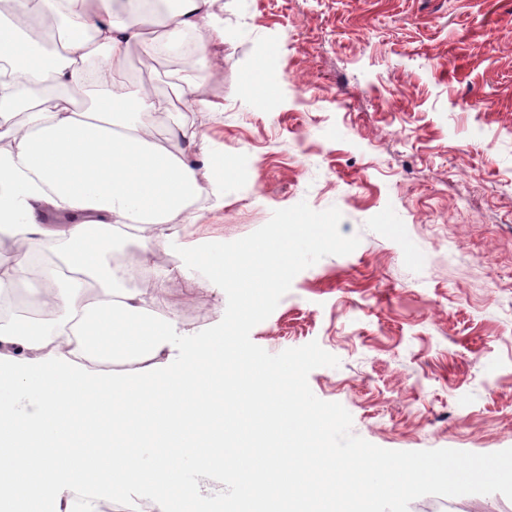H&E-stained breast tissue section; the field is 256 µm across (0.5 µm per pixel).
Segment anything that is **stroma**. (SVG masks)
Listing matches in <instances>:
<instances>
[{
	"label": "stroma",
	"instance_id": "35a3bbf8",
	"mask_svg": "<svg viewBox=\"0 0 512 512\" xmlns=\"http://www.w3.org/2000/svg\"><path fill=\"white\" fill-rule=\"evenodd\" d=\"M213 112L183 115L230 168L180 246L231 242L299 202L337 207L350 254L298 273L252 341H315L339 360L308 382L389 450L512 448V0H216ZM165 313L218 324L224 291L182 275ZM230 461L189 470L221 512ZM409 512H512L502 494L426 495Z\"/></svg>",
	"mask_w": 512,
	"mask_h": 512
}]
</instances>
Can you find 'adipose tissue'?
Masks as SVG:
<instances>
[{
    "label": "adipose tissue",
    "instance_id": "adipose-tissue-1",
    "mask_svg": "<svg viewBox=\"0 0 512 512\" xmlns=\"http://www.w3.org/2000/svg\"><path fill=\"white\" fill-rule=\"evenodd\" d=\"M159 13L146 0H0V234L12 261H0V366L11 371L16 408L0 409V507L29 512L60 502L76 485L150 483L156 496L194 501L195 483L174 484L186 463L220 459L223 406L200 402L196 389L229 377L228 397L245 389L261 399L251 413L248 447L259 471L235 470L252 499L271 498L277 512H309L312 502L345 512L363 491L336 494L338 464L323 429L296 404V377L255 369L244 353L200 344L199 357L159 374L144 364L178 337L161 316L155 287H126L107 261L128 228L152 225L139 262L153 246L192 223L190 206L204 185L223 184L224 159L206 167L192 157L195 136L176 116L212 112L202 87L213 73L208 45L190 33L211 18L214 0H167ZM59 30L61 50L35 36ZM180 60L160 95L127 83L130 52ZM173 114L171 145L154 137L158 114ZM97 458L92 471L73 457ZM373 494L408 492L440 477L431 464H388Z\"/></svg>",
    "mask_w": 512,
    "mask_h": 512
}]
</instances>
